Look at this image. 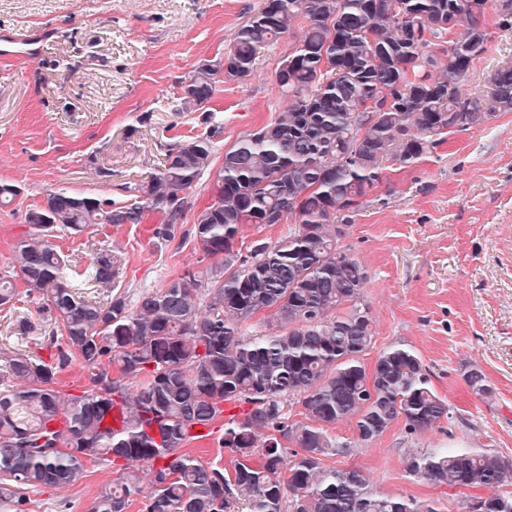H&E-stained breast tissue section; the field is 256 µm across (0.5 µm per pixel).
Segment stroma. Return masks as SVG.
<instances>
[{
    "label": "stroma",
    "mask_w": 512,
    "mask_h": 512,
    "mask_svg": "<svg viewBox=\"0 0 512 512\" xmlns=\"http://www.w3.org/2000/svg\"><path fill=\"white\" fill-rule=\"evenodd\" d=\"M263 0H0V33L34 38L37 57H0V182L19 196L0 206V274L12 273L27 209L59 188L114 204L126 183L147 178L165 147L204 132L198 113L181 109L180 83L199 64L222 62L237 28ZM487 49L460 85L462 97L488 93L490 76L512 60V30L490 27ZM293 49L286 37L261 49L250 76L221 82L210 103L224 122L215 162L242 135L288 107L275 73ZM362 198L343 244L365 266L363 298L373 319V365L393 346L413 349L452 416L412 433L404 423L374 443L353 447L328 467H355L380 494L412 496L437 512H466L470 491L434 488L409 475L410 455L432 448H475L512 456V112L446 135L407 169L387 165ZM213 178L187 191L183 231L156 238L161 217L121 224L57 243L86 267L112 247L121 259L116 291L136 299L199 265L187 230L208 201ZM51 314L21 298L0 312V353L23 349L46 358ZM485 373L490 392L475 395L464 374ZM112 464L89 468L74 485L26 489L29 512H93Z\"/></svg>",
    "instance_id": "obj_1"
}]
</instances>
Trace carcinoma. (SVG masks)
Listing matches in <instances>:
<instances>
[{"instance_id":"cac0c4a2","label":"carcinoma","mask_w":512,"mask_h":512,"mask_svg":"<svg viewBox=\"0 0 512 512\" xmlns=\"http://www.w3.org/2000/svg\"><path fill=\"white\" fill-rule=\"evenodd\" d=\"M498 0H263L241 25L224 68L202 63L181 83L182 110L201 112L205 132L166 150L163 169L131 182L121 206L67 188L28 210V235L17 242L18 272L0 276V310L11 309L23 286L55 316L62 339L50 340L48 360L9 356L24 386L0 388V501L26 512L24 488H61L91 464L124 462L101 486L95 512H129L143 478L152 492L141 512H434L413 497L379 494L357 468L326 467L350 453L332 434L352 423L368 445L393 424L432 428L449 408L429 386L409 348L363 361L373 320L362 293L368 274L340 243L336 225L349 224L367 189L381 183V163L414 164L461 126L512 112V61L491 77V97L461 112L458 85L485 51L495 25L512 28V11ZM293 38L276 72L288 109L224 151L213 167V141L223 122L206 110L217 87L250 75L258 51ZM448 64L437 63V53ZM214 172L211 201L196 210L191 234L201 259L160 288L130 301L82 295L86 284L110 288L119 262L112 251L78 271L53 239L90 234L112 224H140L155 211L172 236L187 207L186 192ZM297 230L277 242L238 244L244 224ZM277 329L247 337L243 324L262 312ZM79 360L88 387L65 396L55 376ZM466 385L489 393L473 365ZM304 420L288 423L285 403ZM245 405L224 422L223 447L232 470L206 466L184 452L224 417V404ZM120 410L121 425L107 422ZM291 446H286V443ZM409 473L436 486L482 489L484 512H512V464L474 449L433 448L412 456Z\"/></svg>"}]
</instances>
